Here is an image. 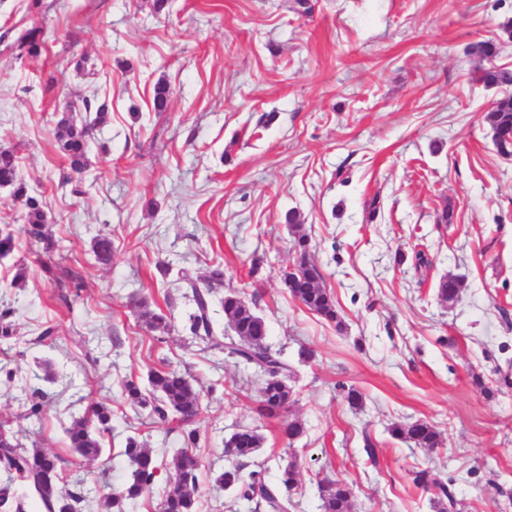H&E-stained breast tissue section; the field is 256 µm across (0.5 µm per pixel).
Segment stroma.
I'll return each mask as SVG.
<instances>
[{"instance_id":"obj_1","label":"stroma","mask_w":512,"mask_h":512,"mask_svg":"<svg viewBox=\"0 0 512 512\" xmlns=\"http://www.w3.org/2000/svg\"><path fill=\"white\" fill-rule=\"evenodd\" d=\"M307 2L303 14L288 0H169L159 13L153 0H0V148L16 151L58 244L49 255L29 243L22 204L0 187V228L16 235L0 258V309L18 331L0 344V422L24 447L56 454L70 489L122 484L136 437L159 470L126 512H159L182 440L123 390L167 365L200 394L198 512H257L213 478L227 465L225 439L243 427L264 438L254 460L269 482L297 463L291 512H321L327 476L350 485V512H437L413 483L418 466L453 484L456 512H512V155L498 153L485 119L512 85L471 83L483 62L469 51L499 40L497 62L512 69L502 31L512 0ZM31 28L41 52L19 56ZM160 85L171 90L163 112L153 107ZM92 97L108 117L78 175L54 128L65 113L84 122ZM290 210L340 324L282 282L295 256ZM100 234L112 237L108 265L92 251ZM48 260L77 272L81 290L54 284ZM215 264L292 367L280 418L255 411L260 373L186 328L178 272L199 278ZM20 269L21 291L10 286ZM450 274L462 288L448 305L437 288ZM134 295L168 316L163 339L145 330ZM48 323L53 344L30 346ZM42 363L53 376L38 383L34 419L25 378ZM347 386L362 392L361 408ZM93 403L111 407L114 430L111 451L88 462L65 429ZM295 419L305 432L291 441L283 430ZM418 419L440 432L436 450L388 432Z\"/></svg>"}]
</instances>
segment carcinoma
I'll list each match as a JSON object with an SVG mask.
<instances>
[{
	"instance_id": "obj_1",
	"label": "carcinoma",
	"mask_w": 512,
	"mask_h": 512,
	"mask_svg": "<svg viewBox=\"0 0 512 512\" xmlns=\"http://www.w3.org/2000/svg\"><path fill=\"white\" fill-rule=\"evenodd\" d=\"M39 31L32 29L20 40L19 50L30 56L39 54ZM471 53L483 60L491 61L498 55V45L492 40H480L470 46ZM470 81L485 87L512 85V70L500 66L480 68L471 74ZM85 111L95 113L94 124L106 120L104 104L86 101ZM486 121L492 132L498 152L512 154V95L497 99L493 109L487 113ZM90 123V124H92ZM90 124L77 125L68 115L62 116L56 124L55 138L60 149L78 173L87 165L90 140ZM0 186L13 188V196L25 208L26 236L43 244L45 252L56 248V242L49 235L47 217L42 201L29 194L26 183L18 174V157L10 149L0 150ZM295 272H283L282 280L289 294L308 310L323 319L341 326V318L332 294L324 286L321 268L309 254V238L299 235L294 242ZM93 252L97 260L107 264L112 259V238L101 235L94 239ZM179 280L190 293L186 298L194 305L189 314L191 335L204 343L207 348L227 350L238 362L253 366L267 375L262 396L256 408L257 414L265 419L278 417L284 409L288 372L291 367L281 358V353L268 343L269 329L264 319L256 314L235 291L220 299L224 316L228 319L233 334L224 338L217 335L211 312L215 289L224 286V269L217 265L210 271L204 283L186 270L180 271ZM461 282L456 276L443 277L438 284L437 296L446 303L458 297ZM138 317L151 333L165 334L168 331L167 317L149 308L147 301L135 303ZM9 310L0 311V342L10 343L17 330L10 320ZM151 391L145 393L131 381L125 385V396L129 403L151 408L152 414L165 421L169 414L176 415L179 434L186 450L178 457L175 473L164 492L161 512H197L199 492L198 464L187 449L195 446L199 432L192 427L193 419L199 412L200 396L186 374L170 367L154 371L148 376ZM112 432V410L104 404L89 406L82 415L73 419L66 430L69 447L81 458L95 461L105 452L103 437ZM392 437L414 443L419 448L438 447L440 435L427 421L416 420L405 425L394 424L389 428ZM262 445V437L254 430L241 429L225 441L224 448L233 451L229 462L217 477V482L232 490L237 498L253 502L270 512H289L291 499L286 495L295 484L298 475L297 464L287 463L280 484L271 485L266 481L265 468L256 465L247 469L244 460L252 457ZM123 454L130 461L132 474L128 481L117 488L105 491L67 490L61 484L58 456L41 448H25L12 429L0 424V470L7 475L8 482L0 487V508L5 512H29L30 501L36 500L42 512H83V508L95 505L103 512H125L127 503L144 496L154 485L158 472L155 457L135 437L126 439ZM413 482L423 489L434 488V505L437 512H450L455 507L456 494L452 487L430 479L429 472H414ZM322 512H349L351 489L338 480H325L319 485Z\"/></svg>"
}]
</instances>
